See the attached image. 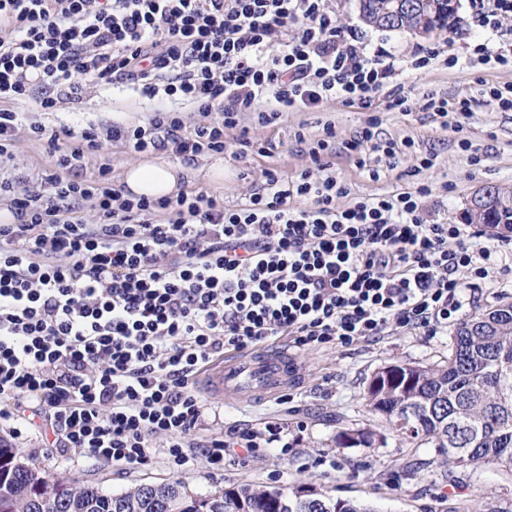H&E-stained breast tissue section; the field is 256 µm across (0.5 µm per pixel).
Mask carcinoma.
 I'll use <instances>...</instances> for the list:
<instances>
[{
    "label": "carcinoma",
    "instance_id": "carcinoma-1",
    "mask_svg": "<svg viewBox=\"0 0 512 512\" xmlns=\"http://www.w3.org/2000/svg\"><path fill=\"white\" fill-rule=\"evenodd\" d=\"M369 26L411 29L427 18L434 29L450 31L460 23L458 0H359ZM489 205L470 224H512V186L487 187ZM396 375L368 388L367 405L380 414L397 436L413 448L448 459L453 468L441 475L433 461L415 459L409 475L453 481L457 471L512 472V301L463 319L451 336L448 358L435 365H395ZM179 481L144 484L121 493L97 487L66 488L49 483L25 462L17 448L0 444V512H376L351 500L321 495L317 504L303 488L246 486L184 503Z\"/></svg>",
    "mask_w": 512,
    "mask_h": 512
}]
</instances>
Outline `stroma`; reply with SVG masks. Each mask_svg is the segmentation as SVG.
Here are the masks:
<instances>
[{"mask_svg":"<svg viewBox=\"0 0 512 512\" xmlns=\"http://www.w3.org/2000/svg\"><path fill=\"white\" fill-rule=\"evenodd\" d=\"M338 22L348 28L366 29L372 43L386 44L393 51L408 54L417 46H433L442 58L460 54L463 44L472 42L475 31L459 25L451 32L419 36L406 30L388 31L365 27L358 0H332ZM390 88L410 90L414 103L409 111H386L383 98H376L374 110L349 105L336 98L324 102L313 112L289 111L277 123L264 126L256 113L245 112L240 124L250 140L271 145L270 154L249 150L235 155L223 153L224 182L207 177L214 155L196 157L185 163L183 190H199L206 196L233 207L258 189L266 170L278 169L293 178L313 167L308 152L310 142L332 125L337 143L353 138L370 115L381 120L383 138L415 141L413 151L401 157L397 168H387L377 155H370L365 166L337 152L334 170L350 190L337 198V206L392 191H415L419 184L431 189L427 208L447 218L463 221V212L476 189L484 185L512 186V112L502 111L490 96L493 88L512 86V69L493 64L475 67L460 63L449 68L442 64L394 77ZM436 96L456 105L471 102V111L461 125H444L442 118L424 109L425 96ZM154 102L132 92L126 83L84 82L79 100L60 104L56 111L41 112L30 100L15 102L13 111L21 115L9 169L19 190H36L41 177L52 168V157L45 143L33 139L26 126L36 120L56 127L114 123L127 126L144 124ZM468 139L482 157L480 165L470 162L469 152L458 142ZM433 154L431 168L415 172L416 156ZM512 298V272L502 271L482 287L464 295L461 316L495 304L499 297ZM449 333L425 336L419 331L394 326L375 342H360L346 347H294L288 337L275 341L276 347L289 350L295 358L298 378L292 388L271 398L241 400L228 395H203L204 419L196 438L205 447L230 433H249L260 443L255 454L227 463L216 473L206 455L195 453L193 460L179 467L158 453L147 464L130 468L94 463L80 458L70 448H48L38 433H13L9 424L0 423V439L20 449L26 462L42 475L72 487L94 486L120 492L142 484L181 481L196 493L211 494L227 488L250 486L268 488L309 484L333 497L372 505L379 512H473L478 502L495 500L512 476L499 474L481 480H466L458 486H434L404 476L409 450L401 437L389 430L383 417L369 410L365 393L373 374L395 363L431 365L448 355ZM283 430L293 450L281 454L279 443L270 439V427ZM365 428L374 434L372 447H347L338 443L342 429Z\"/></svg>","mask_w":512,"mask_h":512,"instance_id":"1","label":"stroma"}]
</instances>
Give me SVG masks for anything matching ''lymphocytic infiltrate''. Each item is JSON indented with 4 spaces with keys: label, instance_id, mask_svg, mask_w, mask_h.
<instances>
[{
    "label": "lymphocytic infiltrate",
    "instance_id": "lymphocytic-infiltrate-1",
    "mask_svg": "<svg viewBox=\"0 0 512 512\" xmlns=\"http://www.w3.org/2000/svg\"><path fill=\"white\" fill-rule=\"evenodd\" d=\"M472 2L485 39L448 66L512 68V42H490L512 0ZM0 28L10 31L0 37V162L18 129L11 103L55 109L84 78L224 115L190 132L165 108L135 127L29 124L56 162L43 193H17L0 172V198L18 218L0 224V421L13 430L35 425L84 459L128 467L147 464L161 436L167 458L185 465L204 412L194 378L224 349L284 335L298 347L348 346L394 325L434 336L461 307L458 272L476 288L512 256L468 225L427 218L425 184L337 206L349 190L329 172L339 148L329 125L309 150L315 170H267L262 191L232 209L192 191L125 197L106 164L83 175L106 140L185 160L245 144L244 112L267 125L336 97L368 108L382 91L386 111H407L391 78L430 67L439 51L372 45L338 24L329 0H0ZM379 126L369 119L341 148L396 165L415 142L381 138Z\"/></svg>",
    "mask_w": 512,
    "mask_h": 512
}]
</instances>
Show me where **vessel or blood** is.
I'll list each match as a JSON object with an SVG mask.
<instances>
[{
    "label": "vessel or blood",
    "mask_w": 512,
    "mask_h": 512,
    "mask_svg": "<svg viewBox=\"0 0 512 512\" xmlns=\"http://www.w3.org/2000/svg\"><path fill=\"white\" fill-rule=\"evenodd\" d=\"M295 376L292 356L284 349L243 352L206 365L199 376L205 390L244 400L273 396L287 389Z\"/></svg>",
    "instance_id": "1"
}]
</instances>
